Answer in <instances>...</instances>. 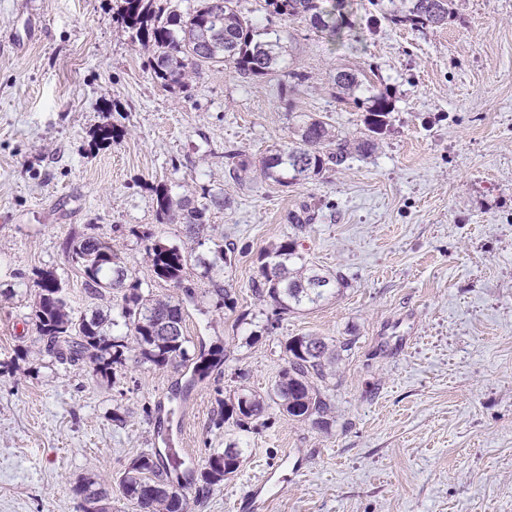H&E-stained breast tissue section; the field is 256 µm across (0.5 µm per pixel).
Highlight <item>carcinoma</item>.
<instances>
[{
    "instance_id": "obj_1",
    "label": "carcinoma",
    "mask_w": 512,
    "mask_h": 512,
    "mask_svg": "<svg viewBox=\"0 0 512 512\" xmlns=\"http://www.w3.org/2000/svg\"><path fill=\"white\" fill-rule=\"evenodd\" d=\"M386 1L392 5L389 10L384 8ZM372 2L382 17L415 30L447 24L454 5V0H400L398 6L395 0ZM350 6L351 0H264L267 26L263 30L242 0H117L116 15L132 43L149 52L147 66L153 79L171 92L185 89L191 78L212 68L222 67L250 79L271 76L278 71L284 53L280 35L262 39L274 20L304 23L334 40L350 27ZM331 82L339 101L364 110L362 136L351 139L324 118L297 112L292 116V140L260 159L262 178L281 186L300 184L330 168L345 167L355 154L367 156L377 150L393 111L388 94L364 86L360 74L351 69H336ZM224 158L229 174L237 180L251 167L237 149L225 151ZM155 192L160 217L185 225L195 235L209 227L210 211L222 210L226 204L224 194L206 190L198 200L187 194L176 199L165 186ZM139 238L151 257L153 278L173 283L181 294L167 298L144 294L142 282L129 275L112 243L95 236L71 238L66 251L83 271L85 291L99 297L112 291L121 294L120 301L110 314L95 309L75 317L62 279L51 270L38 272L30 322L42 342L39 354L61 365L88 362L105 377L131 355L159 368L178 361L191 369L188 383L202 381L224 359L202 345L194 353L189 350L185 306L197 303L198 293L186 283L188 258L177 247L153 242L150 232ZM231 252V247L215 245L205 266L224 268ZM339 285L340 276L308 266L297 242L288 238L265 255L253 290L260 298H270L279 313L288 314L335 296ZM285 353L287 366L266 396L241 390L220 421L233 417L236 424L244 425L259 417L271 401L293 421L327 425L330 400L313 378L329 375L336 362V346L322 336H293L285 343ZM241 464V453L230 445L211 454L200 474H189L176 487L164 478L160 455L142 453L129 463L116 485L134 512H188L187 486L196 484L198 490L208 492L235 474ZM76 494L83 500L84 512H108L104 483L88 479L76 487Z\"/></svg>"
}]
</instances>
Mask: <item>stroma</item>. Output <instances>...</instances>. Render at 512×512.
I'll list each match as a JSON object with an SVG mask.
<instances>
[{"label":"stroma","instance_id":"stroma-1","mask_svg":"<svg viewBox=\"0 0 512 512\" xmlns=\"http://www.w3.org/2000/svg\"><path fill=\"white\" fill-rule=\"evenodd\" d=\"M112 3L0 0V512H83L87 477L115 482L156 450L181 478L231 443L240 469L193 512H252L259 485L266 512H512V0H455L447 25L424 30L353 0L340 39L286 24V73L213 70L175 92ZM340 66L394 104L376 152L300 185L231 179L225 151L255 161L287 144L291 113L360 136L362 111L334 95ZM106 123L124 135L95 145ZM159 184L231 204L193 235L162 220ZM305 210L311 222L292 224ZM143 231L188 256L193 287L230 290L186 310L187 336L223 348L224 364L177 397L190 376L179 363L130 358L106 378L52 364L28 321L40 269L57 271L74 315L112 308L86 293L70 238L111 241L153 295L176 294L152 279ZM289 236L343 283L279 317L252 285ZM221 240L232 265L206 270ZM308 334L336 341L328 428L274 407L244 427L221 421L240 390L265 394L285 341Z\"/></svg>","mask_w":512,"mask_h":512}]
</instances>
